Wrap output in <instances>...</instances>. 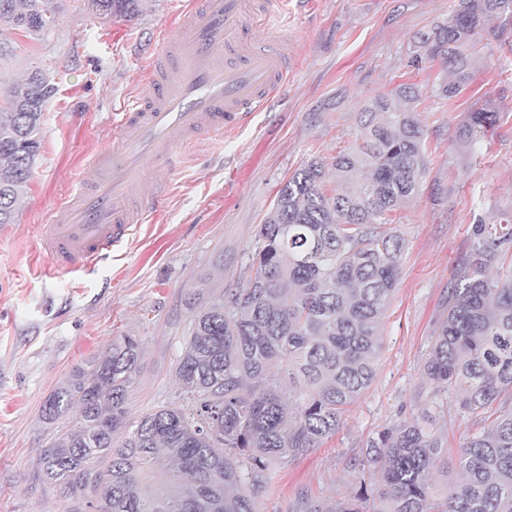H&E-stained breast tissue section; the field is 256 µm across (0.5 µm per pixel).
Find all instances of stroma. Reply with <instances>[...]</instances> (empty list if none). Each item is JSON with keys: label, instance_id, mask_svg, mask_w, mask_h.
<instances>
[{"label": "stroma", "instance_id": "stroma-1", "mask_svg": "<svg viewBox=\"0 0 512 512\" xmlns=\"http://www.w3.org/2000/svg\"><path fill=\"white\" fill-rule=\"evenodd\" d=\"M454 0H288V52L297 66L270 111L222 140L200 138L178 168L148 169L146 186L173 193L157 223L142 225L111 260L91 272L44 275L38 249L48 211L71 181L90 176L85 156L109 158L119 132L113 113L142 91L151 52L171 27L179 0H148L134 20L100 19L84 0H45L54 25L19 38L0 62V87L38 69L56 87L44 110L40 154L15 223L0 227V512H62L44 483L41 448L64 422L42 416L46 398L73 367L114 337L142 342L128 397L130 422L182 404L175 369L189 335V295L198 303L247 280L256 228L278 189L310 160L332 164L350 149L357 114L377 94L416 84L428 173L416 198L392 219L407 246L382 324L375 383L319 448L275 466L258 512H291L300 492L339 497L358 483L350 461L384 426L416 414L430 396L443 404L449 460L473 419L452 394H435L422 375L448 304L455 269L477 217L512 208V25L478 48L473 77L451 99L431 93L439 63H415L421 33L448 21ZM492 108L494 132L458 144L469 112Z\"/></svg>", "mask_w": 512, "mask_h": 512}]
</instances>
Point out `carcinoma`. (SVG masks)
<instances>
[{
    "label": "carcinoma",
    "instance_id": "carcinoma-1",
    "mask_svg": "<svg viewBox=\"0 0 512 512\" xmlns=\"http://www.w3.org/2000/svg\"><path fill=\"white\" fill-rule=\"evenodd\" d=\"M101 18L132 20L144 0H86ZM41 23L28 28L25 19ZM512 22V0H456L447 23L419 37L418 58L451 80L450 99L469 84L473 49L492 20ZM55 16L43 0H0V57L11 35L34 37ZM35 69L0 91V224H12L41 148L52 98ZM412 84L375 97L359 113L355 147L336 156L350 191L328 193L325 164L312 160L279 189L260 225L250 278L193 310L176 376L192 401L127 425L142 346L118 336L75 367L43 404L66 430L40 451L43 481L60 487L64 512H258L272 466L320 447L345 410L374 383L381 324L398 286L405 239L386 216L404 209L427 175L425 131ZM498 119L470 113L459 139L479 142ZM512 210L481 218L448 292L424 374L455 394L461 413L482 423L463 442L460 477L448 474L436 414L395 421L369 439L353 468L370 470L352 495L300 494L290 512H512Z\"/></svg>",
    "mask_w": 512,
    "mask_h": 512
}]
</instances>
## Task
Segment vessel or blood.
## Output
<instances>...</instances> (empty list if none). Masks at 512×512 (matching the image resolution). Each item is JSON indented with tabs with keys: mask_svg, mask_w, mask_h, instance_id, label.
<instances>
[{
	"mask_svg": "<svg viewBox=\"0 0 512 512\" xmlns=\"http://www.w3.org/2000/svg\"><path fill=\"white\" fill-rule=\"evenodd\" d=\"M282 0H189L157 53L147 89L114 114L122 132L110 180H80L39 238L49 274L89 272L112 257L168 199L165 182L142 195L146 165L174 167L199 133L248 124L288 81L293 64L274 32Z\"/></svg>",
	"mask_w": 512,
	"mask_h": 512,
	"instance_id": "vessel-or-blood-1",
	"label": "vessel or blood"
}]
</instances>
